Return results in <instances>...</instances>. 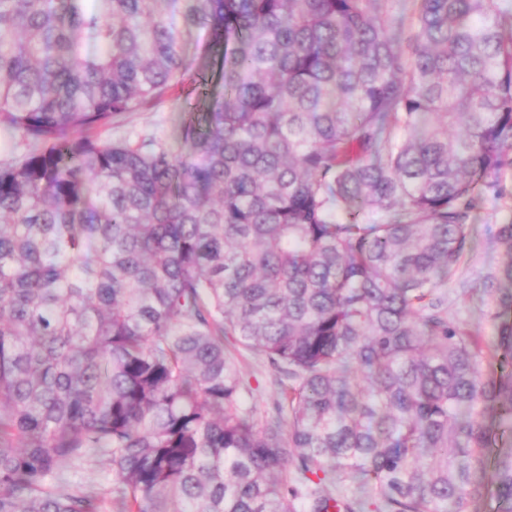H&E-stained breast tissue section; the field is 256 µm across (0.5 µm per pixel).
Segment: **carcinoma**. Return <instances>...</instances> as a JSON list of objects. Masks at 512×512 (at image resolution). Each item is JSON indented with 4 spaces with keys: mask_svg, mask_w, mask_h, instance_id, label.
Returning <instances> with one entry per match:
<instances>
[{
    "mask_svg": "<svg viewBox=\"0 0 512 512\" xmlns=\"http://www.w3.org/2000/svg\"><path fill=\"white\" fill-rule=\"evenodd\" d=\"M99 2L0 0V512H101L88 458L119 512H512V224L496 341L448 306L512 203V5ZM195 28L222 91L179 150L93 137L184 87ZM236 359L241 376L250 384L252 393L245 398L246 405L259 409L270 408L277 388L272 384L273 371L261 357L237 345H227ZM69 481L73 488L94 487L108 492L112 487V470L97 461L81 462L70 472Z\"/></svg>",
    "mask_w": 512,
    "mask_h": 512,
    "instance_id": "carcinoma-1",
    "label": "carcinoma"
}]
</instances>
